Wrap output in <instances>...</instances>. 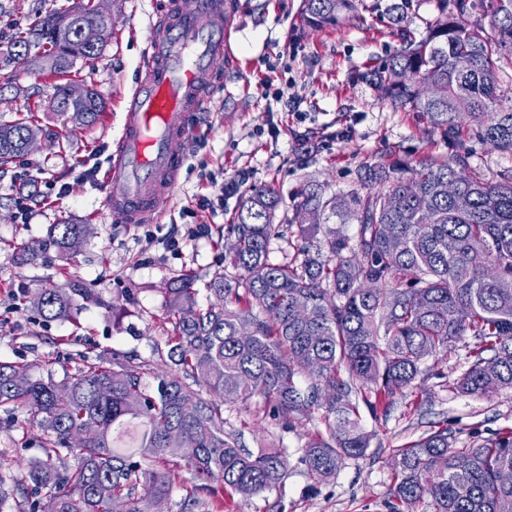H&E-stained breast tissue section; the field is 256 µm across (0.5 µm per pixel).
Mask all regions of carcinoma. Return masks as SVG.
I'll return each instance as SVG.
<instances>
[{"mask_svg":"<svg viewBox=\"0 0 512 512\" xmlns=\"http://www.w3.org/2000/svg\"><path fill=\"white\" fill-rule=\"evenodd\" d=\"M471 6L470 0H437L438 17L426 35L403 32L401 49L366 75L382 98L423 113L431 128L458 142V151L444 159L423 156L402 171L369 165L361 182L377 189L365 193L327 197L321 185H308L295 211L315 213L316 223L299 225L300 243L280 261L270 249L280 236L274 223L279 194L268 185L252 188L229 225L237 274L211 279L215 301L200 308L188 276L167 288L174 375L150 389L143 383L145 364L115 351L61 381L0 360V406L29 408L43 433L45 456L25 472L40 494L30 512H110L118 501L126 512H149L172 494L171 456L193 474L189 503L213 494L215 482L242 498L275 488L288 467L285 454L276 448L250 453L224 431V403L256 396L288 422L325 410L329 437L309 439L302 461L317 480L333 476L344 459L370 447L360 405L374 412L383 399L416 387L421 361L463 336L478 345L457 382L460 391L484 396L512 389V169L485 178L468 165L460 142L467 125L481 144L512 154V105L502 104L499 83L500 62L512 55V0H490L493 38L479 26L455 25ZM302 15L314 29L361 19L358 0H303ZM93 20L91 4H79L37 20L0 49L1 66L58 79L53 107L86 127L99 121L102 102L91 89L67 111L65 77L77 61L95 59L112 35V24H105L100 44L82 43L79 23ZM461 55L472 61L465 73L455 68ZM407 72L435 85L437 97L420 98L403 80ZM33 120L30 111L0 123V165L27 153ZM460 169L468 176L457 201L448 198V180ZM327 213L358 225L357 240L336 229L318 238ZM89 232L87 224H56L47 238L23 246L22 259L33 262L53 251L64 261ZM391 238L400 240L399 249L390 248ZM76 297L98 299L81 282L66 288L51 282L32 303L46 319L68 320ZM298 305L308 309L304 320L294 314ZM19 373L28 378L23 387L14 383ZM195 385L212 398L200 397ZM85 425L96 429L94 439H77ZM173 429L185 440L179 451L166 447ZM65 451L76 453V464L61 472ZM394 460L390 512H415L425 500L432 512H512V482L501 476L512 470V431L454 448L448 430L437 429L395 449Z\"/></svg>","mask_w":512,"mask_h":512,"instance_id":"carcinoma-1","label":"carcinoma"}]
</instances>
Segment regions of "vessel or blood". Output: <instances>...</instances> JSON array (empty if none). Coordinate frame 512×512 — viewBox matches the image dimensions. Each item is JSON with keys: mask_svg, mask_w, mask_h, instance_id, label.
Here are the masks:
<instances>
[{"mask_svg": "<svg viewBox=\"0 0 512 512\" xmlns=\"http://www.w3.org/2000/svg\"><path fill=\"white\" fill-rule=\"evenodd\" d=\"M236 13V0H171L153 22L142 74L101 180L108 220H158L159 203L175 190L184 165L180 147L197 134L200 110L233 59Z\"/></svg>", "mask_w": 512, "mask_h": 512, "instance_id": "1", "label": "vessel or blood"}]
</instances>
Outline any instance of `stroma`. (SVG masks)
Listing matches in <instances>:
<instances>
[{
    "instance_id": "35a3bbf8",
    "label": "stroma",
    "mask_w": 512,
    "mask_h": 512,
    "mask_svg": "<svg viewBox=\"0 0 512 512\" xmlns=\"http://www.w3.org/2000/svg\"><path fill=\"white\" fill-rule=\"evenodd\" d=\"M75 0H0V46L9 45L36 17L62 11ZM169 0H104L112 36L92 62H77L71 82L98 93L104 104L99 123L85 127L52 110L54 81L35 71L0 72L8 87L0 94V118L37 110L32 148L0 168V359L32 363L37 374L62 380L77 375L85 358L102 352L137 355L147 363L143 380L172 373L166 288L181 274L195 277L200 306L206 286L219 273L233 274L225 258L227 227L249 188L274 186L281 195L276 223L293 213L307 184L327 194L359 187L364 166H403L426 155L443 159L456 146L433 131L422 113L381 100L365 80L367 68L401 46L402 31L426 34L435 21L436 0H413L402 22L390 11L395 0H364L362 22L343 20L334 28L305 25L302 0H237L232 50L204 108L201 129L187 151L179 186L160 203L153 224H113L101 214L100 180L123 124L121 99L140 79L153 19ZM310 138L303 152L299 138ZM247 172V185L225 196L222 207L199 210V195L212 180L232 181ZM44 183L68 184L70 195L49 197L18 223L14 173ZM86 224L89 235L67 261L55 255L21 262L20 247L44 239L56 224ZM178 247H169L170 239ZM66 286L77 280L95 289L94 303L75 301L69 320L43 318L32 305L47 280ZM474 337L421 363L417 387L394 394L376 413H363L371 436L364 456L345 459L336 475L313 479L302 461L304 446L326 433L320 409L285 422L261 398L226 403L224 429L250 451L277 448L288 469L273 490L243 499L205 500L193 512H389L395 485L393 449L424 433L447 429L454 447L469 448L512 430V390L489 397L460 393L455 383L470 366ZM42 438L23 407L0 408V512H18L20 480L29 462L43 458Z\"/></svg>"
}]
</instances>
